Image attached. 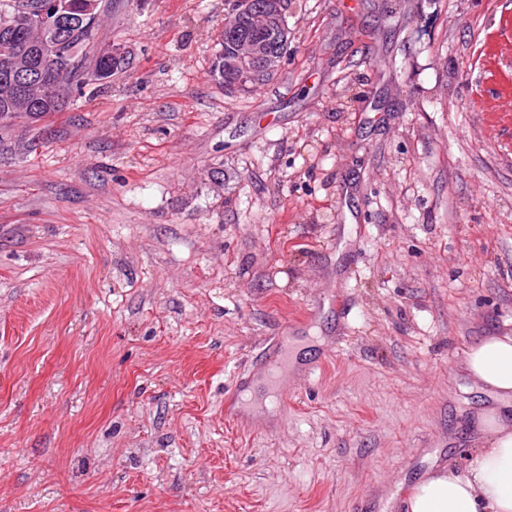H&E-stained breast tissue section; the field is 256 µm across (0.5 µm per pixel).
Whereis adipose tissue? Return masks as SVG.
Returning <instances> with one entry per match:
<instances>
[{"instance_id":"1","label":"adipose tissue","mask_w":512,"mask_h":512,"mask_svg":"<svg viewBox=\"0 0 512 512\" xmlns=\"http://www.w3.org/2000/svg\"><path fill=\"white\" fill-rule=\"evenodd\" d=\"M465 371L501 403L512 400V336H483L468 349ZM477 425L484 450L468 472L438 473L412 490L408 512H512V422L496 410Z\"/></svg>"}]
</instances>
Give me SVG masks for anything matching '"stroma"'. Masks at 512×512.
I'll list each match as a JSON object with an SVG mask.
<instances>
[{"mask_svg":"<svg viewBox=\"0 0 512 512\" xmlns=\"http://www.w3.org/2000/svg\"><path fill=\"white\" fill-rule=\"evenodd\" d=\"M504 14L288 0L240 94L224 0H112L133 69L0 122V512H407L467 471L499 402L465 353L512 335ZM234 30V24L229 25L224 22V30H222L216 37L214 52L208 69L210 79L213 82L216 81L220 88H222L224 84H227V86L234 84L239 79L243 69L251 66V62L249 60H254L261 55L262 47L251 44L244 46L249 60L229 54L225 57L224 61V53L222 51L224 46V31H226L230 36L234 35Z\"/></svg>","mask_w":512,"mask_h":512,"instance_id":"1","label":"stroma"}]
</instances>
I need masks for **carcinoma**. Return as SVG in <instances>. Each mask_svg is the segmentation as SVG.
<instances>
[{
  "mask_svg": "<svg viewBox=\"0 0 512 512\" xmlns=\"http://www.w3.org/2000/svg\"><path fill=\"white\" fill-rule=\"evenodd\" d=\"M0 0V119L38 112L46 116L75 106L90 85L102 86L132 64V56L114 57L102 34L106 0ZM276 0H254L239 15L237 40L257 41L266 53L288 52L284 29L263 25L258 16L275 15ZM224 33L215 40L208 69L219 86L235 83L247 59L224 55Z\"/></svg>",
  "mask_w": 512,
  "mask_h": 512,
  "instance_id": "obj_1",
  "label": "carcinoma"
}]
</instances>
